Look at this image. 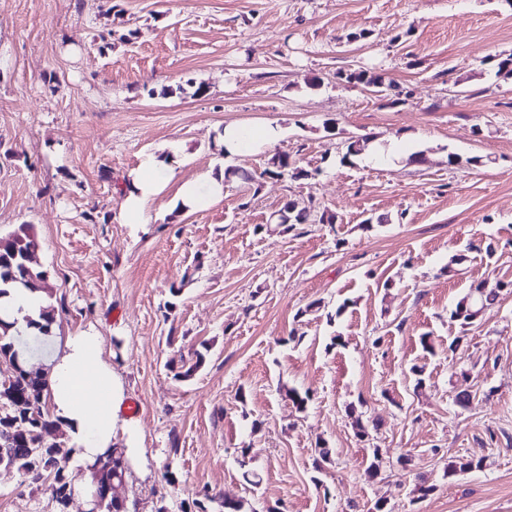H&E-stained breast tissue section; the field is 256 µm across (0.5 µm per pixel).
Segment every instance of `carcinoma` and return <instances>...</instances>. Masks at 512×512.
Wrapping results in <instances>:
<instances>
[{
  "instance_id": "obj_1",
  "label": "carcinoma",
  "mask_w": 512,
  "mask_h": 512,
  "mask_svg": "<svg viewBox=\"0 0 512 512\" xmlns=\"http://www.w3.org/2000/svg\"><path fill=\"white\" fill-rule=\"evenodd\" d=\"M339 76L348 82L362 83L388 95L393 90V81L381 74H368L363 70L341 72ZM291 175L295 179L305 177L308 172L293 166L286 154H276L270 159V166L261 175L282 177ZM311 214L305 209H297L292 201L286 202L277 212V224L280 226L307 224ZM6 246L0 251V297L8 294V289L22 285L26 288L46 291L44 271L34 266H24V258L38 247L34 234L26 227L4 239ZM512 288V283H498L487 288L480 283L470 289L455 307L451 317L463 325L470 324L481 311L495 304L501 292ZM55 322V306L51 303L43 307L40 320H27L28 326L34 328L31 334L16 328V322L0 319V361L14 358L19 345L36 347L43 343L52 333ZM11 409L0 411V467L19 472L26 481L43 487L60 506L59 512H65L66 488L69 481L66 467L72 449L60 439L50 443L42 442L41 436L55 428V422L45 409L48 396V384L38 375L27 377L19 374L11 386L5 390ZM485 457L470 454L459 456L448 462L446 473L455 476L483 467ZM124 452L113 448L95 462L103 479L116 482L123 480L126 472Z\"/></svg>"
}]
</instances>
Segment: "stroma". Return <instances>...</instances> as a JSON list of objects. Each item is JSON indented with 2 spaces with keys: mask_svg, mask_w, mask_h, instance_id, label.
<instances>
[{
  "mask_svg": "<svg viewBox=\"0 0 512 512\" xmlns=\"http://www.w3.org/2000/svg\"><path fill=\"white\" fill-rule=\"evenodd\" d=\"M510 56L512 0H0V238L31 228L57 340L95 328L138 405L119 412L141 448L116 490L131 512H512V295L450 318L512 281ZM231 123L281 137L227 157ZM367 134L384 153L344 161ZM276 152L305 177L265 175ZM147 153L180 180L256 179L195 213L169 189L154 222L120 223ZM290 200L333 223L265 231ZM473 452L483 468L446 475ZM0 512L58 507L0 469ZM340 77H344L348 82L362 83L367 86L376 88L377 92L385 96H390L391 90L394 88L393 81L385 79L381 74L368 75L366 71H349L348 73L341 72ZM390 91V92H389ZM389 92V93H388ZM504 288H509L511 291L512 283H498L493 288H486L482 283L471 287L470 292L456 304L451 318L461 321L462 325H469L484 308L499 300Z\"/></svg>",
  "mask_w": 512,
  "mask_h": 512,
  "instance_id": "obj_1",
  "label": "stroma"
}]
</instances>
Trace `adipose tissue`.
Here are the masks:
<instances>
[{"instance_id":"obj_1","label":"adipose tissue","mask_w":512,"mask_h":512,"mask_svg":"<svg viewBox=\"0 0 512 512\" xmlns=\"http://www.w3.org/2000/svg\"><path fill=\"white\" fill-rule=\"evenodd\" d=\"M276 127L266 124L228 125L219 137L227 154L251 153L273 146ZM174 171L155 155L146 154L128 174V190L119 208L124 224H148L151 205L165 191ZM224 198L223 177L207 174L182 181L175 193L176 206L187 213L209 208ZM103 339L92 329L67 336L48 360V388L52 416L64 424L73 446L74 463L94 464L112 446L118 430H132L117 411L124 399L123 384L103 357Z\"/></svg>"}]
</instances>
